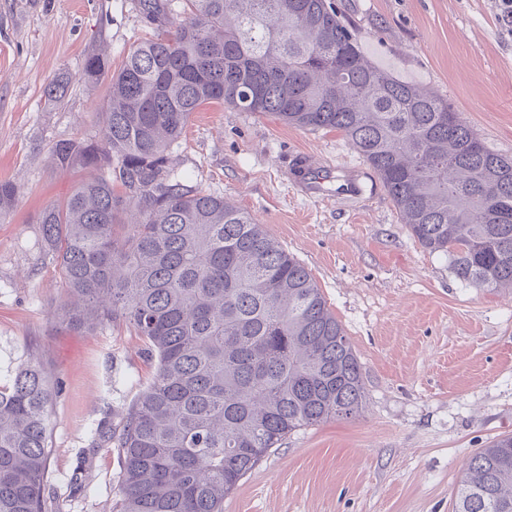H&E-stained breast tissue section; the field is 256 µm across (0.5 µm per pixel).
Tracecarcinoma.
<instances>
[{
	"label": "carcinoma",
	"mask_w": 512,
	"mask_h": 512,
	"mask_svg": "<svg viewBox=\"0 0 512 512\" xmlns=\"http://www.w3.org/2000/svg\"><path fill=\"white\" fill-rule=\"evenodd\" d=\"M118 71L92 52L81 78L109 80L102 142L63 141L53 163L93 174L38 217L90 332L122 321L155 371L112 434L115 512H224V497L289 433L353 417L357 356L307 269L224 197L172 174L191 115L222 102L343 133L419 243L466 285L512 289V159L442 95L375 65L333 0H185ZM18 187L0 182V213ZM59 382L26 356L0 378V512H42L49 409ZM454 512H512V435L478 449Z\"/></svg>",
	"instance_id": "1"
}]
</instances>
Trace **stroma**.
<instances>
[{"label":"stroma","mask_w":512,"mask_h":512,"mask_svg":"<svg viewBox=\"0 0 512 512\" xmlns=\"http://www.w3.org/2000/svg\"><path fill=\"white\" fill-rule=\"evenodd\" d=\"M375 63L447 96L512 157V35L494 0H335ZM156 29L139 0H0V370L37 355L62 392L50 411L44 512H113L118 427L155 371L133 328L89 333L60 317L72 298L37 217L87 173L51 162L58 142L101 136L107 83L81 78L91 49L120 67ZM66 80L62 102L49 84ZM189 184L256 217L311 273L362 368L355 419L294 431L239 482L224 512H453L478 448L512 434V293L461 284L424 249L364 158L338 131H311L221 102L194 112L171 148ZM366 172L355 205L295 184L300 157Z\"/></svg>","instance_id":"obj_1"}]
</instances>
